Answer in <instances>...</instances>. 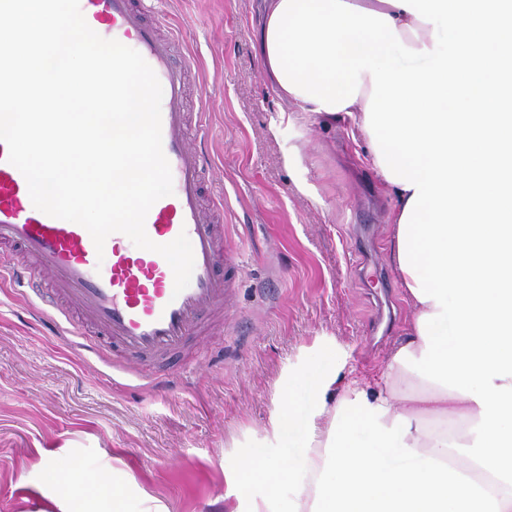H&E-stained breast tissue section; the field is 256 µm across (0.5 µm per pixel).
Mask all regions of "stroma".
Here are the masks:
<instances>
[{"mask_svg": "<svg viewBox=\"0 0 512 512\" xmlns=\"http://www.w3.org/2000/svg\"><path fill=\"white\" fill-rule=\"evenodd\" d=\"M196 63L191 111L208 114L211 189L227 195L228 242L241 247L238 322L202 349L208 365L160 391L111 357L75 350L25 298L0 284V512H26L44 483V452L99 471L126 470L168 512H224L230 443L262 432L276 382L315 340L383 370L410 306L394 290L389 341L372 339L373 307L355 237L388 254L392 202L353 127L283 122L254 47L256 0H156Z\"/></svg>", "mask_w": 512, "mask_h": 512, "instance_id": "1", "label": "stroma"}]
</instances>
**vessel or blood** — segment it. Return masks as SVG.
Here are the masks:
<instances>
[{
  "label": "vessel or blood",
  "mask_w": 512,
  "mask_h": 512,
  "mask_svg": "<svg viewBox=\"0 0 512 512\" xmlns=\"http://www.w3.org/2000/svg\"><path fill=\"white\" fill-rule=\"evenodd\" d=\"M148 0H80L87 24L106 39L138 51L162 89V147L173 195L151 207L148 237L167 244L187 234L194 254L188 287L174 290V275L158 253L137 248L124 234L96 250L81 225L36 209L23 174L0 141V276L27 285L65 319L62 336L84 339L87 351L123 359L127 370L180 359L197 363L193 350L214 323L233 322L232 304L242 276L235 249L221 225L224 199L204 200L208 157L192 140L184 102L195 62L177 34H162V20L147 21Z\"/></svg>",
  "instance_id": "b4317fda"
}]
</instances>
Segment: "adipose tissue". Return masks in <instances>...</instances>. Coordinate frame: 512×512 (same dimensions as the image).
<instances>
[{"label":"adipose tissue","mask_w":512,"mask_h":512,"mask_svg":"<svg viewBox=\"0 0 512 512\" xmlns=\"http://www.w3.org/2000/svg\"><path fill=\"white\" fill-rule=\"evenodd\" d=\"M262 71L294 111L351 121L394 200L412 306L379 375L318 341L261 436L224 465L225 512H512V0H259ZM454 417L474 438L429 428ZM91 470L55 512H166Z\"/></svg>","instance_id":"obj_1"}]
</instances>
